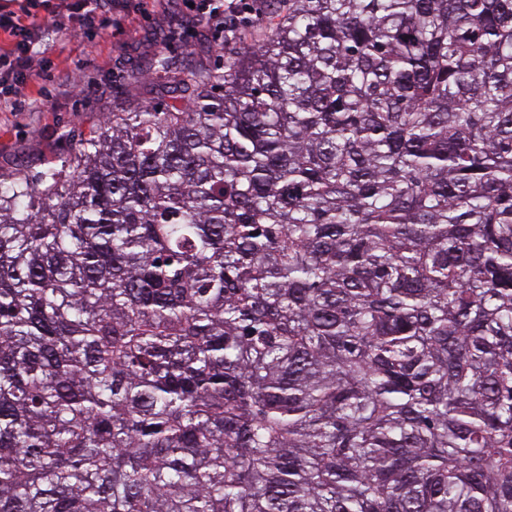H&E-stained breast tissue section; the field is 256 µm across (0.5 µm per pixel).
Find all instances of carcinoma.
Masks as SVG:
<instances>
[{"label":"carcinoma","instance_id":"1","mask_svg":"<svg viewBox=\"0 0 512 512\" xmlns=\"http://www.w3.org/2000/svg\"><path fill=\"white\" fill-rule=\"evenodd\" d=\"M263 24L0 179V512H512V0Z\"/></svg>","mask_w":512,"mask_h":512}]
</instances>
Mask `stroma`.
Instances as JSON below:
<instances>
[{
	"label": "stroma",
	"instance_id": "35a3bbf8",
	"mask_svg": "<svg viewBox=\"0 0 512 512\" xmlns=\"http://www.w3.org/2000/svg\"><path fill=\"white\" fill-rule=\"evenodd\" d=\"M95 26L65 14L35 38L37 70L22 112H0V176L60 164L72 145L103 124L108 113L155 100V90L210 50L218 65L228 51L218 0H119ZM167 66L150 67L154 51Z\"/></svg>",
	"mask_w": 512,
	"mask_h": 512
}]
</instances>
